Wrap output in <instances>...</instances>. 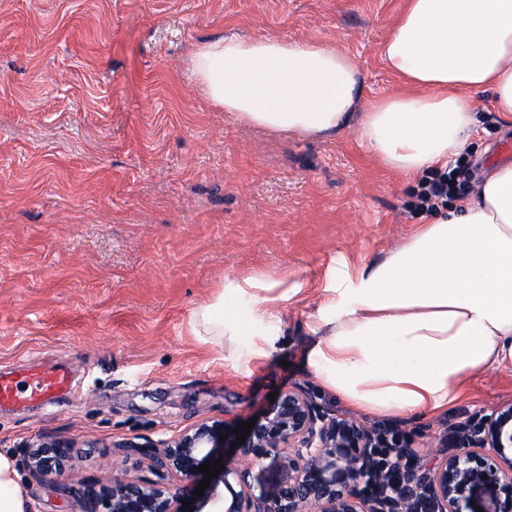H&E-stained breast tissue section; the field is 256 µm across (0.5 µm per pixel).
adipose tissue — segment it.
<instances>
[{"label": "adipose tissue", "instance_id": "adipose-tissue-1", "mask_svg": "<svg viewBox=\"0 0 512 512\" xmlns=\"http://www.w3.org/2000/svg\"><path fill=\"white\" fill-rule=\"evenodd\" d=\"M407 91L374 99L354 56L318 41L217 38L192 58L214 106L247 125L331 137L358 127L388 168L444 170L491 90L512 122V0H406L382 47ZM287 278L228 279L192 320L238 365L272 356ZM307 361L324 388L373 417L447 411L477 371L512 363V163L496 165L459 207L434 216L378 263L329 278Z\"/></svg>", "mask_w": 512, "mask_h": 512}]
</instances>
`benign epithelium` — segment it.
Instances as JSON below:
<instances>
[{
  "mask_svg": "<svg viewBox=\"0 0 512 512\" xmlns=\"http://www.w3.org/2000/svg\"><path fill=\"white\" fill-rule=\"evenodd\" d=\"M236 428L232 420L209 418L169 438L118 444L148 477L72 483L64 476L77 442L65 436L25 444L23 463L36 480L57 482L82 512H512L511 402L455 425V451L430 467L413 455L388 472L371 452L378 430L330 412L303 388L280 393L234 447ZM229 451L248 464L224 466L194 496L203 480L195 468ZM189 499L193 504L183 505Z\"/></svg>",
  "mask_w": 512,
  "mask_h": 512,
  "instance_id": "7a95c632",
  "label": "benign epithelium"
}]
</instances>
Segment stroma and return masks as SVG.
Returning a JSON list of instances; mask_svg holds the SVG:
<instances>
[{
	"label": "stroma",
	"instance_id": "1",
	"mask_svg": "<svg viewBox=\"0 0 512 512\" xmlns=\"http://www.w3.org/2000/svg\"><path fill=\"white\" fill-rule=\"evenodd\" d=\"M405 0H0V370L64 364L59 401L0 409V453L30 512H78L35 481L20 449L47 434L96 445L73 479L133 470L116 442L167 438L202 418L244 423L271 393L322 388L306 355L332 270L380 261L417 225L419 178L386 169L357 130L329 138L239 124L201 93L191 60L227 36L317 40L353 55L365 95L400 91L381 56ZM459 160L469 181L512 162L491 92ZM301 283L272 357L234 370L192 314L225 279ZM512 401V365L477 372L436 416L399 425L419 459L450 425Z\"/></svg>",
	"mask_w": 512,
	"mask_h": 512
}]
</instances>
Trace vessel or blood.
I'll return each mask as SVG.
<instances>
[{
  "instance_id": "1",
  "label": "vessel or blood",
  "mask_w": 512,
  "mask_h": 512,
  "mask_svg": "<svg viewBox=\"0 0 512 512\" xmlns=\"http://www.w3.org/2000/svg\"><path fill=\"white\" fill-rule=\"evenodd\" d=\"M69 386V373L62 367L30 366L4 372L0 374V406L51 401L65 393Z\"/></svg>"
}]
</instances>
